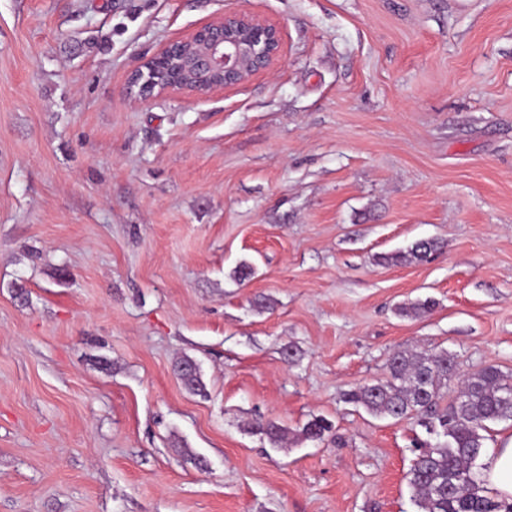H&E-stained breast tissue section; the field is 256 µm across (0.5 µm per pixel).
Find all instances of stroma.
Returning <instances> with one entry per match:
<instances>
[{"mask_svg":"<svg viewBox=\"0 0 512 512\" xmlns=\"http://www.w3.org/2000/svg\"><path fill=\"white\" fill-rule=\"evenodd\" d=\"M233 10L273 72L128 99ZM408 349L512 376V0H0V512H418ZM439 242L436 240H419L415 242L407 251H399L378 258L382 264L403 265L414 261H422L430 254L439 249ZM176 370L185 388L195 394L203 395L205 385L199 373V367L195 360L185 357L176 364Z\"/></svg>","mask_w":512,"mask_h":512,"instance_id":"stroma-1","label":"stroma"}]
</instances>
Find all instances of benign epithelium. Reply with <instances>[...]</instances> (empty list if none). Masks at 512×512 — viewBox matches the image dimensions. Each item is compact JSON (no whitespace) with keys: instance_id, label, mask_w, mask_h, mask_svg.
Instances as JSON below:
<instances>
[{"instance_id":"obj_1","label":"benign epithelium","mask_w":512,"mask_h":512,"mask_svg":"<svg viewBox=\"0 0 512 512\" xmlns=\"http://www.w3.org/2000/svg\"><path fill=\"white\" fill-rule=\"evenodd\" d=\"M282 51L280 27L249 12H226L165 43L128 74L125 92L147 102L168 92L201 96L237 87L273 70Z\"/></svg>"}]
</instances>
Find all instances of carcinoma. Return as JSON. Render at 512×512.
I'll return each mask as SVG.
<instances>
[{
    "instance_id": "cac0c4a2",
    "label": "carcinoma",
    "mask_w": 512,
    "mask_h": 512,
    "mask_svg": "<svg viewBox=\"0 0 512 512\" xmlns=\"http://www.w3.org/2000/svg\"><path fill=\"white\" fill-rule=\"evenodd\" d=\"M438 249L439 242L433 239L419 240L407 251L383 255L378 261L410 264ZM454 368V357L446 351L398 352L387 363V378L351 390L348 402L396 422L415 417L427 433L436 435V442L418 449L407 474L421 512H512V503L486 495L480 473L473 470L487 440V423L512 421V378L493 365L483 367L443 406ZM176 370L189 392L205 393L195 360L181 359ZM254 428L273 444L287 435V428L261 416L255 419ZM330 430L331 424L322 418L304 426L305 436L312 440L323 439Z\"/></svg>"
}]
</instances>
